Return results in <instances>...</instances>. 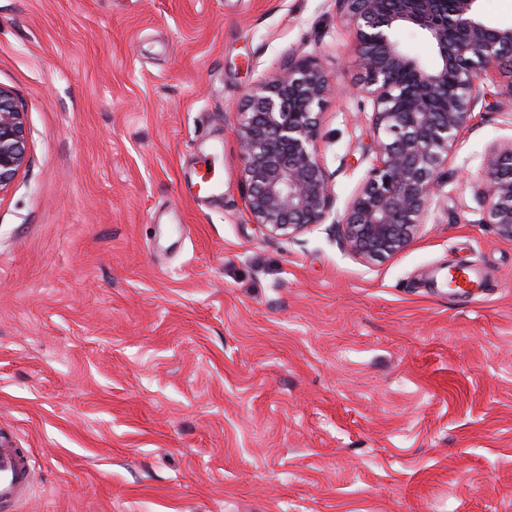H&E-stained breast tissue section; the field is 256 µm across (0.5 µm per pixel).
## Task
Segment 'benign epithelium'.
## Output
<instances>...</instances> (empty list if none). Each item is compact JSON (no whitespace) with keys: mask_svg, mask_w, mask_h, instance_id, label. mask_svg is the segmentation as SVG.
Segmentation results:
<instances>
[{"mask_svg":"<svg viewBox=\"0 0 512 512\" xmlns=\"http://www.w3.org/2000/svg\"><path fill=\"white\" fill-rule=\"evenodd\" d=\"M353 34L358 93L372 105V167L343 210L320 159L319 109L330 78L309 58L292 57L249 96L237 120L255 224L290 237L316 224L335 225L342 246L365 262L404 250L427 223L448 154L475 118L482 76L512 58V26L494 27L479 0H334ZM412 27L434 45L428 67L397 39ZM407 75L404 87L399 77ZM28 156L13 93L0 87V192ZM484 223L512 238V143L492 147L476 184Z\"/></svg>","mask_w":512,"mask_h":512,"instance_id":"7a95c632","label":"benign epithelium"}]
</instances>
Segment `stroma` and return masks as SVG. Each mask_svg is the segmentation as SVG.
Segmentation results:
<instances>
[{
	"label": "stroma",
	"instance_id": "1",
	"mask_svg": "<svg viewBox=\"0 0 512 512\" xmlns=\"http://www.w3.org/2000/svg\"><path fill=\"white\" fill-rule=\"evenodd\" d=\"M291 53L334 86L341 208L373 159L334 0H0L28 137L0 192V437L34 468L15 512H512V239L474 197L512 143V61L428 224L367 264L332 225L272 237L248 212L236 114ZM462 267L486 293L449 291Z\"/></svg>",
	"mask_w": 512,
	"mask_h": 512
}]
</instances>
